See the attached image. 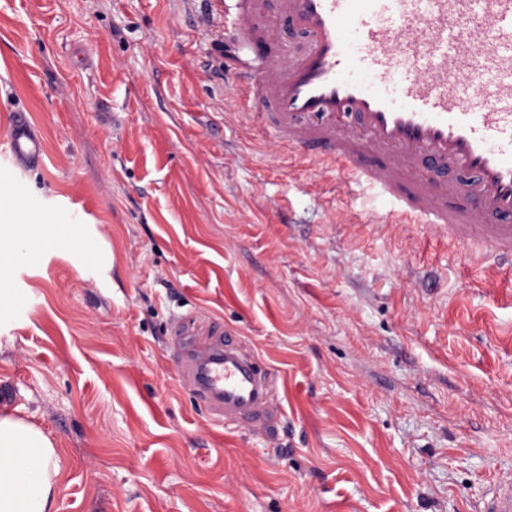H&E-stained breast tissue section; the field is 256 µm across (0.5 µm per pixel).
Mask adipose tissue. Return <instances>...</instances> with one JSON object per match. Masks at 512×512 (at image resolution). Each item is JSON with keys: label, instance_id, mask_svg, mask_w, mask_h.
I'll return each mask as SVG.
<instances>
[{"label": "adipose tissue", "instance_id": "adipose-tissue-1", "mask_svg": "<svg viewBox=\"0 0 512 512\" xmlns=\"http://www.w3.org/2000/svg\"><path fill=\"white\" fill-rule=\"evenodd\" d=\"M22 188L8 168L0 167V207L10 215L0 221V237L18 238L31 224L54 218L41 205L18 199ZM61 458L40 427L0 410V512H58L56 507Z\"/></svg>", "mask_w": 512, "mask_h": 512}]
</instances>
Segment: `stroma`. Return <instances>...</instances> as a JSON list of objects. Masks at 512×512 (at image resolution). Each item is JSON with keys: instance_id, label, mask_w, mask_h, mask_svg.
<instances>
[{"instance_id": "stroma-1", "label": "stroma", "mask_w": 512, "mask_h": 512, "mask_svg": "<svg viewBox=\"0 0 512 512\" xmlns=\"http://www.w3.org/2000/svg\"><path fill=\"white\" fill-rule=\"evenodd\" d=\"M237 7L0 0V166L25 113L22 193L63 218L1 282L27 311L0 306V406L50 435L58 512H481L512 475V270L363 223L381 200L230 106ZM182 325L277 375L268 431L186 391ZM9 150L14 161L22 168L38 166L43 160L41 138L25 114L17 112L11 122Z\"/></svg>"}]
</instances>
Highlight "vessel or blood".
Returning <instances> with one entry per match:
<instances>
[{
  "label": "vessel or blood",
  "mask_w": 512,
  "mask_h": 512,
  "mask_svg": "<svg viewBox=\"0 0 512 512\" xmlns=\"http://www.w3.org/2000/svg\"><path fill=\"white\" fill-rule=\"evenodd\" d=\"M302 55L277 45L264 0H240L231 23L254 54L233 73L255 122L304 158L329 159L349 198L386 200L371 224H431L463 248L485 243L512 266V0H274ZM9 150L40 165L23 113ZM176 361L193 398L226 422L264 430L277 378L222 331H178ZM483 512H512V477Z\"/></svg>",
  "instance_id": "obj_1"
}]
</instances>
